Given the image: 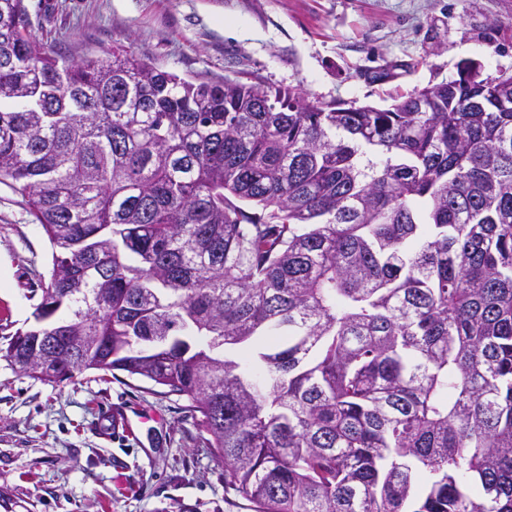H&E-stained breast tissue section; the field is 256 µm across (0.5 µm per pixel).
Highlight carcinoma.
<instances>
[{"label": "carcinoma", "instance_id": "1", "mask_svg": "<svg viewBox=\"0 0 512 512\" xmlns=\"http://www.w3.org/2000/svg\"><path fill=\"white\" fill-rule=\"evenodd\" d=\"M0 184L52 246L20 373L185 398L255 512H512V75L315 104L0 0Z\"/></svg>", "mask_w": 512, "mask_h": 512}]
</instances>
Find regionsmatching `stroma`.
Masks as SVG:
<instances>
[{
	"label": "stroma",
	"instance_id": "1",
	"mask_svg": "<svg viewBox=\"0 0 512 512\" xmlns=\"http://www.w3.org/2000/svg\"><path fill=\"white\" fill-rule=\"evenodd\" d=\"M32 32L73 60L129 50L188 79L299 88L386 106L457 77L512 73V0H25ZM0 326L34 323L51 247L0 185ZM147 380L87 370L55 384L0 356V490L16 512H253L185 409ZM143 415L134 435L102 418Z\"/></svg>",
	"mask_w": 512,
	"mask_h": 512
}]
</instances>
